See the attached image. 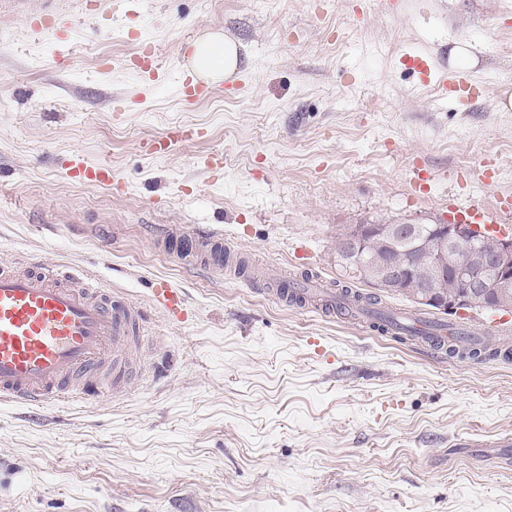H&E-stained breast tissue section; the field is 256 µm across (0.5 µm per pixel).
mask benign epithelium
<instances>
[{
    "instance_id": "7a95c632",
    "label": "benign epithelium",
    "mask_w": 512,
    "mask_h": 512,
    "mask_svg": "<svg viewBox=\"0 0 512 512\" xmlns=\"http://www.w3.org/2000/svg\"><path fill=\"white\" fill-rule=\"evenodd\" d=\"M415 229L413 224H365L346 235L350 252H358L377 237L396 238ZM431 242L420 245L423 260L434 282L415 298L442 313L480 307L485 310L509 312L512 310V237L495 238L494 246L485 250L482 238L476 236L473 225L436 222L429 227ZM460 247L469 250L465 265L453 264L449 255ZM360 275L378 288H411V268L396 269L379 264L358 267ZM451 274L464 291L448 293L441 281Z\"/></svg>"
}]
</instances>
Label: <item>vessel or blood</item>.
<instances>
[{
	"label": "vessel or blood",
	"instance_id": "vessel-or-blood-1",
	"mask_svg": "<svg viewBox=\"0 0 512 512\" xmlns=\"http://www.w3.org/2000/svg\"><path fill=\"white\" fill-rule=\"evenodd\" d=\"M129 62L153 78L163 76L149 44H141ZM406 65L419 74L422 84H435L439 93L453 92L460 100L470 101L486 92L485 85L465 70L434 76L418 55L407 56ZM211 92V86L193 74L182 75L185 102L203 100ZM189 137L185 128L174 127L148 139L143 148L147 154L163 156ZM69 173L74 180L89 184L109 186L115 181L110 167L89 163L79 155L71 160ZM158 239L182 263L195 261L211 276H223L221 231L168 225ZM151 304L170 319L188 317L184 290L167 279L156 280ZM145 322L142 308L105 295L91 280L62 273L49 275L31 264L0 267V399L45 405L89 395L102 385H119L129 374L128 340L140 334Z\"/></svg>",
	"mask_w": 512,
	"mask_h": 512
}]
</instances>
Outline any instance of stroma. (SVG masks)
Masks as SVG:
<instances>
[{"label": "stroma", "mask_w": 512, "mask_h": 512, "mask_svg": "<svg viewBox=\"0 0 512 512\" xmlns=\"http://www.w3.org/2000/svg\"><path fill=\"white\" fill-rule=\"evenodd\" d=\"M100 2L0 0V266L65 269L145 307L144 371L63 405L0 401V512H512V360L287 307L155 244L164 225L216 227L291 276L301 245L331 282L359 224H431L454 205L512 225L497 210L512 112L495 97L512 87V0ZM46 8L64 30L29 28ZM214 32L238 68L184 103L177 73ZM143 42L165 83L125 66ZM461 43L487 97L458 104L401 63L447 70ZM173 125L201 136L146 156ZM76 152L119 188L70 179ZM159 277L184 289L186 321L151 308Z\"/></svg>", "instance_id": "1"}]
</instances>
